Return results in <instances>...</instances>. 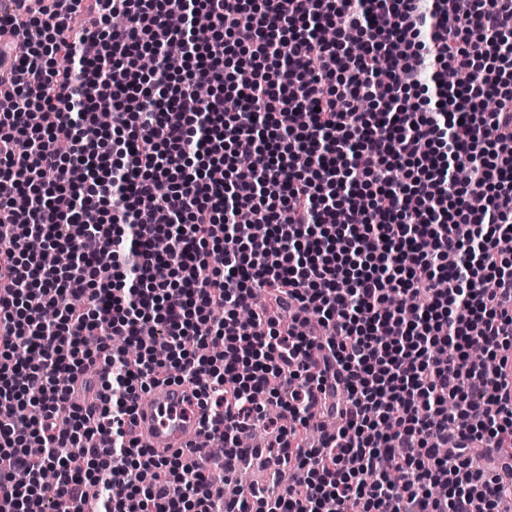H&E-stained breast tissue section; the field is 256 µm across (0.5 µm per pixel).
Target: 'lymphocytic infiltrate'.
<instances>
[{"label":"lymphocytic infiltrate","mask_w":512,"mask_h":512,"mask_svg":"<svg viewBox=\"0 0 512 512\" xmlns=\"http://www.w3.org/2000/svg\"><path fill=\"white\" fill-rule=\"evenodd\" d=\"M1 34L27 52L0 100V182L25 198L0 199V512L512 501L486 465L512 461V0H40ZM183 380L224 471L287 466L264 497L134 436L138 395Z\"/></svg>","instance_id":"obj_1"}]
</instances>
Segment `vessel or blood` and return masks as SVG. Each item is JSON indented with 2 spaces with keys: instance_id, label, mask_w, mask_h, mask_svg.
Wrapping results in <instances>:
<instances>
[{
  "instance_id": "b4317fda",
  "label": "vessel or blood",
  "mask_w": 512,
  "mask_h": 512,
  "mask_svg": "<svg viewBox=\"0 0 512 512\" xmlns=\"http://www.w3.org/2000/svg\"><path fill=\"white\" fill-rule=\"evenodd\" d=\"M202 414L188 382L159 386L140 394L134 432L155 454L165 456L196 445Z\"/></svg>"
}]
</instances>
